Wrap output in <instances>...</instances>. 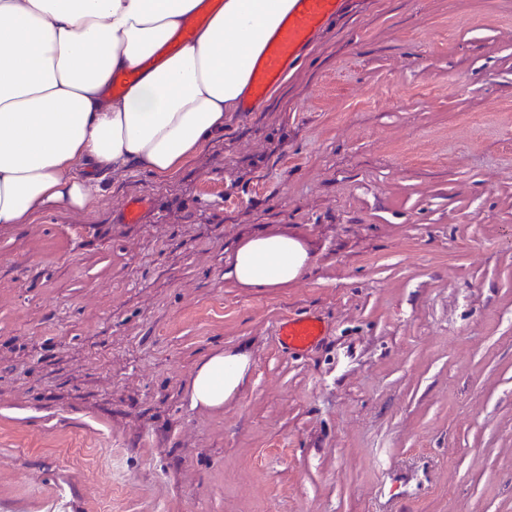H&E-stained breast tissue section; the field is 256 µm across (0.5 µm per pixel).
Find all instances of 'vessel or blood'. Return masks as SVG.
<instances>
[{"mask_svg":"<svg viewBox=\"0 0 512 512\" xmlns=\"http://www.w3.org/2000/svg\"><path fill=\"white\" fill-rule=\"evenodd\" d=\"M220 4L221 0H203L201 12L189 19L179 32V42L193 40L198 27L205 23L208 12ZM338 6L339 0H290L287 15L267 40L251 71L249 95L242 103L243 111H251L263 100L268 88L281 79L311 37L335 17ZM324 333L323 323L313 315L288 317L277 327L279 341L294 350L312 347Z\"/></svg>","mask_w":512,"mask_h":512,"instance_id":"1","label":"vessel or blood"}]
</instances>
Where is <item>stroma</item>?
I'll return each instance as SVG.
<instances>
[{
	"instance_id": "1",
	"label": "stroma",
	"mask_w": 512,
	"mask_h": 512,
	"mask_svg": "<svg viewBox=\"0 0 512 512\" xmlns=\"http://www.w3.org/2000/svg\"><path fill=\"white\" fill-rule=\"evenodd\" d=\"M104 181L0 226V512H512V0H341L175 179ZM267 231L305 271L226 281ZM310 259L307 247L296 236L243 235L224 260V278L239 288H281L296 280ZM325 333L321 320L313 315L286 317L277 327V336L288 349L303 350L319 342ZM249 368L250 356L243 350L220 351L203 359L190 383L191 407L222 409L244 385Z\"/></svg>"
}]
</instances>
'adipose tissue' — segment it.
Listing matches in <instances>:
<instances>
[{
	"mask_svg": "<svg viewBox=\"0 0 512 512\" xmlns=\"http://www.w3.org/2000/svg\"><path fill=\"white\" fill-rule=\"evenodd\" d=\"M199 0H0V225L55 206L90 211L101 178L143 166L179 174L224 132L249 88L250 63L288 0H224L195 38L154 68V54ZM139 69L123 95L112 76ZM311 256L285 233L241 236L224 276L262 291L296 280ZM250 356L217 352L196 367L195 408L220 409L244 385Z\"/></svg>",
	"mask_w": 512,
	"mask_h": 512,
	"instance_id": "obj_1",
	"label": "adipose tissue"
}]
</instances>
